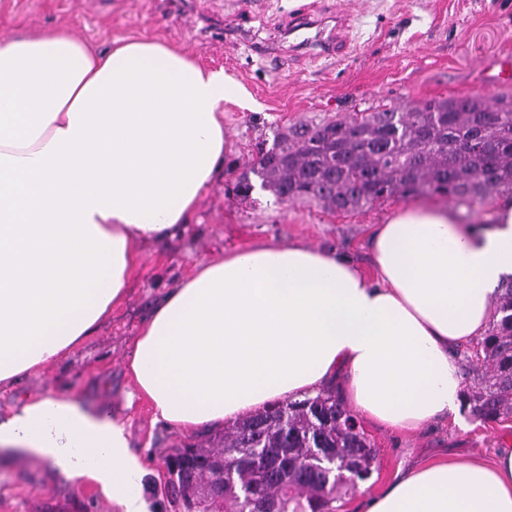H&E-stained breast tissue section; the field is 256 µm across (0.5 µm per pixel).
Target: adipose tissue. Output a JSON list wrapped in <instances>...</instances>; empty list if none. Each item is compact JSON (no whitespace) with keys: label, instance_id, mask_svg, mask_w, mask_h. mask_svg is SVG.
Here are the masks:
<instances>
[{"label":"adipose tissue","instance_id":"adipose-tissue-1","mask_svg":"<svg viewBox=\"0 0 512 512\" xmlns=\"http://www.w3.org/2000/svg\"><path fill=\"white\" fill-rule=\"evenodd\" d=\"M242 87L159 41L96 50L51 27L0 45V384L78 348L123 302L140 244L190 223L224 164L225 101ZM460 223L402 207L372 272L333 252L259 243L198 264L142 326L127 368L156 419L215 428L336 387L383 427L461 420L452 351L482 336L512 274V197ZM18 449L147 512L142 462L108 409L62 393L0 422ZM359 512H512V448L419 464Z\"/></svg>","mask_w":512,"mask_h":512}]
</instances>
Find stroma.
<instances>
[{
	"label": "stroma",
	"instance_id": "35a3bbf8",
	"mask_svg": "<svg viewBox=\"0 0 512 512\" xmlns=\"http://www.w3.org/2000/svg\"><path fill=\"white\" fill-rule=\"evenodd\" d=\"M336 31L339 50L317 55L296 47L287 31L302 14ZM57 25L106 47L131 37L156 38L206 68L223 69L246 91L224 104L229 150L224 171L205 190L184 233L141 244V262L124 302L93 336L56 361L0 384V420L48 391L104 406L128 427L131 451L144 463L148 512H175L167 495L165 458L176 446H211L215 430H179L155 421L135 396L127 374L134 340L156 300L202 262L261 242H295L333 250L369 266L368 243L378 224L406 206L391 197L355 212L314 202H278L266 191L249 199L232 192L255 159L254 145L297 120L338 118L369 106L422 103L459 92L488 102L512 101V84L491 78L512 58V0H0V44ZM463 424L437 422L404 435L361 420L378 457L371 479L348 491L344 512H358L365 495L429 460L462 455L490 460L512 442V416L484 421L464 411ZM118 512L101 485L70 479L19 452L0 453V512Z\"/></svg>",
	"mask_w": 512,
	"mask_h": 512
}]
</instances>
